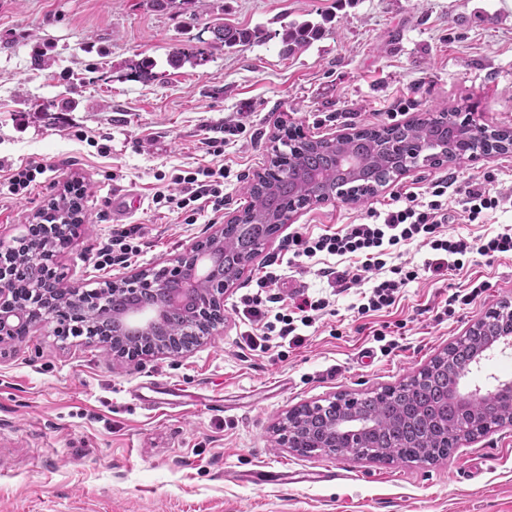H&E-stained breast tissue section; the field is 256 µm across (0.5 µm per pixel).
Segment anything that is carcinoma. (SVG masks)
Returning <instances> with one entry per match:
<instances>
[{
  "label": "carcinoma",
  "instance_id": "1",
  "mask_svg": "<svg viewBox=\"0 0 512 512\" xmlns=\"http://www.w3.org/2000/svg\"><path fill=\"white\" fill-rule=\"evenodd\" d=\"M322 27L308 22L294 23L285 31L282 41L289 47H301L318 38ZM215 37L227 48L245 46L257 38V34L246 28L224 25L215 31ZM465 127L458 124L451 111L436 116L422 113L401 125L395 131L380 133L376 129H364L361 135L349 141L346 151L363 159L364 169L360 182L362 192L355 200L363 201L375 194L377 187L401 175L404 160L388 145L391 138L410 137L430 148L446 145L449 136H461ZM301 136L286 131L278 138L288 148L286 153H277L268 161L263 176L252 180L246 187L249 198L244 212L248 215H270L272 227L262 233L245 235V228L227 224L224 226V247L220 251V263L216 271L227 280L237 279L246 264L263 245L264 240L273 236L276 224L287 220L283 209L288 205V194H297L308 201H325L332 198L336 187L333 169L332 148L320 142L300 143ZM75 225L64 223L43 240L24 242L6 259L15 270L12 286L18 294V301H26L32 281L45 268L44 261L49 251H60L70 242L67 233ZM45 300L56 304V320L61 326L62 336H85L89 339L99 336L102 315L96 305L76 296V292L60 293L55 287L47 288ZM106 302L111 315L117 320L110 321L109 331L119 341L136 346L140 340L129 332L119 318L126 317L143 306L160 308L152 296H131L120 290L109 291ZM159 330L165 336H176L182 347L187 348L198 342L204 329L178 311L163 316ZM487 336L471 333L466 342L448 350V356L438 355L425 366L424 379L410 378L396 386L381 391H371L355 399V408L360 415L374 421V426L363 432L354 443L336 439L333 447L327 446L326 427L339 414V410L301 405L294 410L289 423L281 430L291 434L292 447L302 455L314 451L325 454L350 455L358 460L393 462H430L446 459L459 445L476 438L478 421L463 413L448 402V386L455 383L461 367L481 349ZM481 414L498 421L512 417V400L487 395Z\"/></svg>",
  "mask_w": 512,
  "mask_h": 512
}]
</instances>
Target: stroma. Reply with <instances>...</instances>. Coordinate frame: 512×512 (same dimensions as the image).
<instances>
[{
	"instance_id": "stroma-1",
	"label": "stroma",
	"mask_w": 512,
	"mask_h": 512,
	"mask_svg": "<svg viewBox=\"0 0 512 512\" xmlns=\"http://www.w3.org/2000/svg\"><path fill=\"white\" fill-rule=\"evenodd\" d=\"M302 21L323 23L324 34L283 54L279 32ZM222 24L265 37L227 50L212 43ZM199 46L202 60L169 65L173 49ZM41 47L55 58L51 69L33 65ZM145 57L155 64L148 81L133 69ZM441 110L512 128V0H172L161 10L147 0H0V183L21 164L47 167L25 199H0V234L32 223L79 180L82 226L55 263L65 283L102 288L171 264L243 210L246 182L285 129L321 138ZM237 123L246 137L221 156L207 153L205 138ZM200 166L229 170L224 209L188 224L153 197ZM488 175L506 203L468 222L455 189ZM440 177L453 187L442 233L478 239L512 225V152L422 166L367 201L334 198L293 212L225 291L223 324L191 351L128 360L105 344L57 336L54 321L1 342L0 512H512V426L433 464L303 457L277 431L299 405L398 384L488 310L512 303V255L476 254L435 273L422 268L429 248L403 246L401 263L421 273L393 307L358 315V294L373 285L363 279L300 327L299 345L264 355L246 347L251 325L233 311L270 260L280 279L267 294L279 300L327 289L320 268L359 263L289 262L293 233L337 231ZM121 190L141 200L123 222L136 228L139 253L105 265L112 195ZM476 284L470 304L452 303ZM510 377L512 347L497 346L463 384L487 392ZM261 465L340 477L261 488L239 481Z\"/></svg>"
}]
</instances>
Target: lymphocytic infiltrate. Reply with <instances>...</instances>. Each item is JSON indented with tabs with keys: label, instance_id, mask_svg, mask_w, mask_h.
<instances>
[{
	"label": "lymphocytic infiltrate",
	"instance_id": "1",
	"mask_svg": "<svg viewBox=\"0 0 512 512\" xmlns=\"http://www.w3.org/2000/svg\"><path fill=\"white\" fill-rule=\"evenodd\" d=\"M227 169L199 167L176 174L174 184L180 185L179 194H157L156 203H164L173 210L195 206L196 210L211 209L220 212L224 207V181L228 178ZM448 221V182L433 181L425 194L406 195L400 206L380 212L368 210L362 221L346 225L343 229L312 238L295 234L288 243L293 257L312 259L319 255L355 256L361 258L359 272L339 270L333 267L322 269L330 286L360 281L363 273L375 272L379 278L375 285L361 292L358 314L364 315L393 306L401 289L417 279L420 270L397 266L395 276L382 278L389 259L393 258L399 246L420 242L429 246L434 257L425 264V270L438 272L442 269L462 268L463 258L469 254L492 256L512 254V226L502 228L495 235L477 240L463 237H448L440 233L441 224ZM276 271H266L256 282L254 293L241 296L238 313L245 319L260 323L259 333L248 334L246 345L250 350L268 352L273 341L298 344L299 327L311 326L314 312L324 310L330 304L327 297H301L292 307L271 309L261 295L262 290L277 283Z\"/></svg>",
	"mask_w": 512,
	"mask_h": 512
}]
</instances>
